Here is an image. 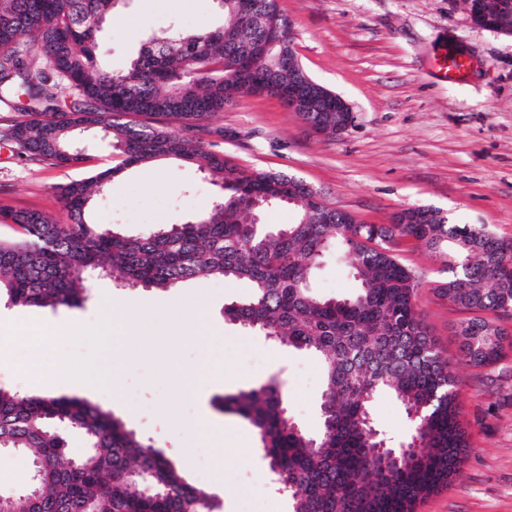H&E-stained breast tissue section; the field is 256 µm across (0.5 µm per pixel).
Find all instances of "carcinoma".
Masks as SVG:
<instances>
[{"label":"carcinoma","mask_w":512,"mask_h":512,"mask_svg":"<svg viewBox=\"0 0 512 512\" xmlns=\"http://www.w3.org/2000/svg\"><path fill=\"white\" fill-rule=\"evenodd\" d=\"M118 2L0 0V104L19 113L0 127V141L21 156L71 167L82 161L75 134L90 125L113 149L112 166L58 187L69 223L41 211H0V222L17 232L0 238V303L72 308L101 279L160 289L200 276L249 282L252 293L225 305V319L315 354L323 374L315 437L288 415L275 383L218 399L221 411L253 427L289 512H415L448 484L469 451L454 364L488 367L504 355L508 334L495 320L512 317V240L483 224L432 222L423 212L408 224H364L328 208L322 194L292 206L294 221L282 228L251 223L249 217L288 203L301 181L238 170L189 133L205 129L234 95L260 88L288 101V15L279 0H214L222 25L197 33L174 22L152 32L129 66L114 72L98 61L96 37ZM267 12L279 22L274 37L248 22ZM299 116L313 132L336 136L332 108ZM165 159L196 167L217 188L207 211L144 235L107 229L91 217L96 189L130 167ZM407 241L425 245L452 273L435 294L476 312L455 358L423 321L422 277L399 257ZM332 247L360 280L350 298L313 289V274ZM379 392L390 394L409 421L398 462L370 417ZM69 430L87 447L75 459L65 457ZM0 448H18L31 461L25 486L3 495L8 512L218 509L215 496L188 483L122 419L77 397L0 385Z\"/></svg>","instance_id":"1"}]
</instances>
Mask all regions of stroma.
<instances>
[{"label": "stroma", "mask_w": 512, "mask_h": 512, "mask_svg": "<svg viewBox=\"0 0 512 512\" xmlns=\"http://www.w3.org/2000/svg\"><path fill=\"white\" fill-rule=\"evenodd\" d=\"M296 29L295 50L305 72L343 97L356 115L344 133H314L298 113L266 94H247L208 125L223 129L218 145L231 165L273 170L320 189L326 201L368 224H387L403 209L440 210L453 224H484L512 238V35L473 24L467 0H281ZM179 20L196 31L223 21L213 0H128L106 18L97 56L122 70L150 31ZM474 51L479 67L465 82L436 70L449 41ZM84 162L58 167L20 158L0 142V207L39 210L66 221L58 188L103 167L108 149L87 135ZM216 189L195 167L164 161L132 167L113 178L92 202L98 222L139 234L158 225L184 224L210 207ZM404 262L423 285L418 303L434 338L456 354L467 311L437 297L448 272L422 245L409 242ZM317 293L354 295L359 283L347 263L328 253L313 277ZM243 282L200 277L180 288H115L96 281L78 309H25L19 321L0 322V385L20 393H53L55 359L66 350L104 376L119 374L121 388L103 387L90 402L109 409L150 439L187 481L216 494L223 512H288L271 479L248 421L217 410L216 397L282 383L290 414L307 433L321 428L323 377L306 353L248 333L224 318V307L248 294ZM209 307L207 324L187 314L172 335L170 308L194 295ZM132 297L151 307L146 322L128 328L116 347L91 344L109 299ZM73 329L66 344L49 333L57 320ZM206 340H198L201 327ZM223 366L224 381L184 388L201 357ZM457 404L469 452L458 475L416 506L415 512H512V350L495 365H458ZM207 418L211 431L193 429Z\"/></svg>", "instance_id": "obj_1"}]
</instances>
